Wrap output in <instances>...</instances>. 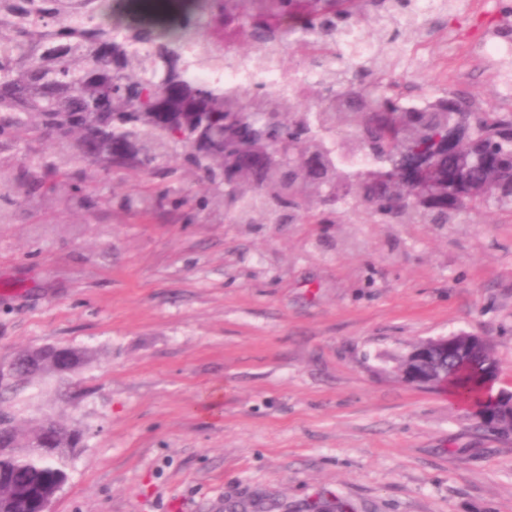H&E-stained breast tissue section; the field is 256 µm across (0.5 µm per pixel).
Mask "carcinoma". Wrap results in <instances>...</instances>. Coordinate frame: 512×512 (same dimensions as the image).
Returning <instances> with one entry per match:
<instances>
[{
    "label": "carcinoma",
    "mask_w": 512,
    "mask_h": 512,
    "mask_svg": "<svg viewBox=\"0 0 512 512\" xmlns=\"http://www.w3.org/2000/svg\"><path fill=\"white\" fill-rule=\"evenodd\" d=\"M132 0H0V148L21 132L28 143L48 142L54 152L27 153L16 175L0 161V202L14 204V185L26 187L27 201L42 196L74 200L83 189L70 180L74 168L96 165L102 174L137 169L150 179L171 178L179 157L211 194L204 208L222 207L237 224L273 223L288 213L290 224H336L349 210L363 211L380 224H459L473 211L512 216V112L484 108L463 92L432 94L407 103L397 91L393 69L402 40L425 30L414 0H396L381 24L386 39L370 57H350L358 81L329 96L314 85L303 103L256 90L240 98L221 85L192 75L224 55L206 30L247 28L260 46L279 39L307 43L314 31L329 33L333 22L359 14L355 0H336V9L296 0H200L179 5V19L161 27L141 23L118 9ZM279 113L282 126L269 136L295 141L298 153L320 152L324 165L294 169L284 183L257 169L224 124L209 114ZM463 127L469 136L448 145L432 144L427 161L450 179L448 199L431 200L418 186L403 201L396 182L381 180L388 167L383 150L404 154L444 128ZM369 158L353 169L347 160ZM171 186L153 183L131 200L149 211ZM45 375L29 363V351L0 370V396ZM489 378L478 363L453 364L446 388L466 405L497 417L512 412L493 400ZM79 434L46 416L25 432L0 412V505L7 512H33L64 484L61 461L79 444Z\"/></svg>",
    "instance_id": "cac0c4a2"
}]
</instances>
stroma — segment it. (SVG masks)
I'll list each match as a JSON object with an SVG mask.
<instances>
[{"label": "stroma", "instance_id": "stroma-1", "mask_svg": "<svg viewBox=\"0 0 512 512\" xmlns=\"http://www.w3.org/2000/svg\"><path fill=\"white\" fill-rule=\"evenodd\" d=\"M509 7L456 0L396 80L512 112V54L474 52ZM83 181L94 207L46 198L0 224V366L46 345L88 356L73 402L47 377L5 404L21 428L54 415L82 435L47 512H512V439L394 372L413 344L474 332L512 390L511 217L232 224L127 209L136 170Z\"/></svg>", "mask_w": 512, "mask_h": 512}]
</instances>
